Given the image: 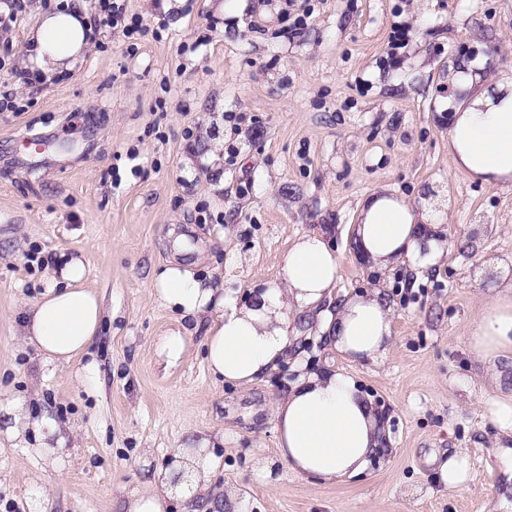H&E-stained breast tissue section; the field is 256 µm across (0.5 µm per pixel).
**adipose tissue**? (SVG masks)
Returning <instances> with one entry per match:
<instances>
[{
  "label": "adipose tissue",
  "instance_id": "1",
  "mask_svg": "<svg viewBox=\"0 0 512 512\" xmlns=\"http://www.w3.org/2000/svg\"><path fill=\"white\" fill-rule=\"evenodd\" d=\"M95 39L83 0H67L60 9L41 14L28 36L20 60L23 71L37 72L49 83L82 64ZM458 97L448 126V152L457 169L472 178L512 188V76L494 87L484 84L479 69L454 72ZM437 214L427 202L413 203L387 189L372 192L361 203L353 242L362 262L384 268L417 257L423 268L436 265L446 244L435 231ZM322 228L295 237L272 283L250 289L246 298L226 292L212 277L193 274L171 262L156 275L152 292L165 307L206 325L205 364L209 373L242 390H250L287 361L297 321L314 316L330 348L352 363L378 362L392 345V308L381 290L336 297L339 262ZM496 286L468 331L472 358L502 385V360L512 359V267L500 265ZM86 271L73 258L27 310L21 328L43 366L66 365L85 354L105 314L102 298L85 288ZM11 419L9 438L34 433L43 463L58 468V450L66 438L51 418L33 415L25 402L5 404ZM275 422L274 458L258 457L256 474L274 483V462L294 474L322 484H336L363 473L383 452V415L346 373L330 367L301 374L288 391L271 403ZM213 437L201 432L178 443L167 465L146 483L119 488L120 512H168L180 505L197 512L208 496L220 460Z\"/></svg>",
  "mask_w": 512,
  "mask_h": 512
}]
</instances>
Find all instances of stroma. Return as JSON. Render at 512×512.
Returning <instances> with one entry per match:
<instances>
[{"label":"stroma","instance_id":"stroma-1","mask_svg":"<svg viewBox=\"0 0 512 512\" xmlns=\"http://www.w3.org/2000/svg\"><path fill=\"white\" fill-rule=\"evenodd\" d=\"M125 5L149 30L136 50L98 30L82 66L44 84L18 68L44 0L15 15L0 0V92L17 104L0 112V401H26L68 435L58 470L45 471L35 436L0 434V512H118L113 487L145 481L199 431L223 436L214 488L247 486L248 512H503L512 462L497 452L505 436L485 412L497 391L468 330L495 283L489 261L512 263V189L457 170L446 102L461 65L488 81L512 75V0H306L309 27L295 37L281 0ZM395 25L411 33L391 69ZM214 148L235 152L222 178L192 176L185 158ZM382 187L433 204L448 243L439 266L356 259L359 205ZM327 224L337 294L377 288L392 306L388 356L354 365L312 331L250 390L214 379L203 326L156 300L154 275L174 260L244 293L276 277L290 240ZM74 256L110 315L82 360L45 371L22 319ZM181 332L184 358L167 366L162 343ZM328 366L386 416L391 453L346 484L288 471L262 483L253 460L274 452L271 400ZM460 451L471 480L443 487L436 463ZM38 476L51 489L41 504Z\"/></svg>","mask_w":512,"mask_h":512}]
</instances>
